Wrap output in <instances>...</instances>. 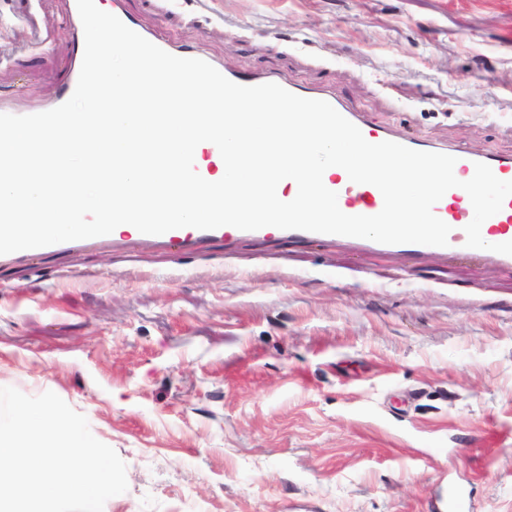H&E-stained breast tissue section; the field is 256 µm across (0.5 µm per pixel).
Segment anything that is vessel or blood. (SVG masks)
Segmentation results:
<instances>
[{
	"label": "vessel or blood",
	"instance_id": "vessel-or-blood-1",
	"mask_svg": "<svg viewBox=\"0 0 512 512\" xmlns=\"http://www.w3.org/2000/svg\"><path fill=\"white\" fill-rule=\"evenodd\" d=\"M84 54V39L76 37L75 49L72 53L73 66L62 83L55 104H63L73 94ZM289 92L307 99L324 100L330 103L341 115L356 125L364 138L371 143L393 141L409 148L420 151H434V144L428 142L419 134L413 132H400L395 129L371 123L361 113L349 108L340 98L329 94L321 88H308L294 83L288 84ZM448 155L454 156L457 162L454 166L456 177H472L476 163L490 166L494 175L504 181H512V154H481L464 148L451 147ZM325 186L337 193L338 205L342 212L348 215H374L383 207V196L380 190L370 184H356L349 178L335 175L324 177ZM433 211L451 228L449 244L436 249L419 244H397L393 250L407 260L417 262L429 253L439 256L468 257L486 261L494 265L511 268L512 256L488 250L473 249L466 245L465 228L473 218L474 211L471 204L464 200V191L460 188L448 190L435 204ZM491 223L496 226L499 242L512 241V197L507 198L501 211L491 216ZM242 232L231 226H223L214 230H199L195 228H181L169 231L162 235H146L139 231L128 234L130 240L146 243L161 244L167 247L173 256H180L192 250L201 241L211 238H238Z\"/></svg>",
	"mask_w": 512,
	"mask_h": 512
}]
</instances>
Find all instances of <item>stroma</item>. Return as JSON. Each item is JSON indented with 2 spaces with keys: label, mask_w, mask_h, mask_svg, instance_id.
I'll list each match as a JSON object with an SVG mask.
<instances>
[{
  "label": "stroma",
  "mask_w": 512,
  "mask_h": 512,
  "mask_svg": "<svg viewBox=\"0 0 512 512\" xmlns=\"http://www.w3.org/2000/svg\"><path fill=\"white\" fill-rule=\"evenodd\" d=\"M236 71L512 153V0H124ZM69 0H0V102L63 82ZM51 391L127 467L104 512H512V270L275 235L0 263V387Z\"/></svg>",
  "instance_id": "1"
}]
</instances>
